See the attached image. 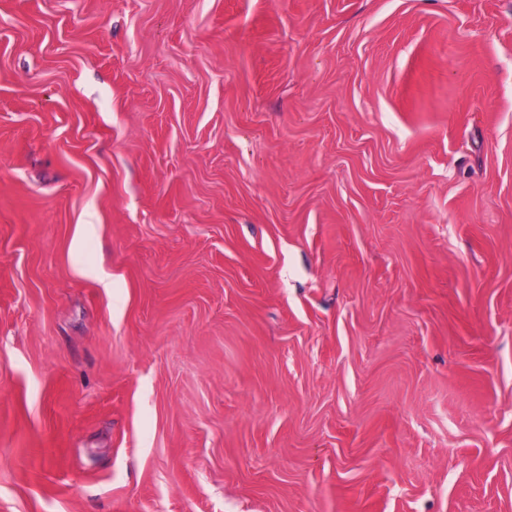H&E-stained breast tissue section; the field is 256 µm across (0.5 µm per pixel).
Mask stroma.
<instances>
[{
	"instance_id": "35a3bbf8",
	"label": "stroma",
	"mask_w": 512,
	"mask_h": 512,
	"mask_svg": "<svg viewBox=\"0 0 512 512\" xmlns=\"http://www.w3.org/2000/svg\"><path fill=\"white\" fill-rule=\"evenodd\" d=\"M0 512H512V0H0Z\"/></svg>"
}]
</instances>
